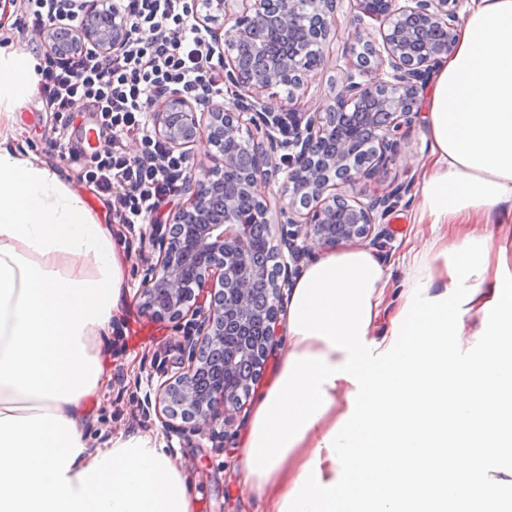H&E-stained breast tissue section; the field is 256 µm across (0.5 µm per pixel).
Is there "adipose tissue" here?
<instances>
[{"label": "adipose tissue", "mask_w": 512, "mask_h": 512, "mask_svg": "<svg viewBox=\"0 0 512 512\" xmlns=\"http://www.w3.org/2000/svg\"><path fill=\"white\" fill-rule=\"evenodd\" d=\"M34 61L0 47V103L34 96ZM430 167L399 303L380 258L340 248L288 299V351L254 402L240 466L271 512H449L501 497L512 414V0H471L424 101ZM495 231H488L489 222ZM111 231L57 173L0 148V512H194L158 436L90 447L87 402L128 293ZM384 334H377L380 318Z\"/></svg>", "instance_id": "ef3b65f1"}]
</instances>
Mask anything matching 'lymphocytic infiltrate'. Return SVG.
I'll list each match as a JSON object with an SVG mask.
<instances>
[{
  "label": "lymphocytic infiltrate",
  "instance_id": "obj_1",
  "mask_svg": "<svg viewBox=\"0 0 512 512\" xmlns=\"http://www.w3.org/2000/svg\"><path fill=\"white\" fill-rule=\"evenodd\" d=\"M81 0H22L19 27L43 35L67 24L82 25ZM209 0H125L130 34L124 51L108 57L91 45L65 53H39L35 73L46 111L70 125L77 113L95 114L109 146L94 156L87 178L113 202L121 223L140 224L180 190L186 161L158 141L148 113L176 90L189 95L224 94L222 63L210 54L204 10ZM140 140L129 155L127 139Z\"/></svg>",
  "mask_w": 512,
  "mask_h": 512
}]
</instances>
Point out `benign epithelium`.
Returning a JSON list of instances; mask_svg holds the SVG:
<instances>
[{
	"instance_id": "7a95c632",
	"label": "benign epithelium",
	"mask_w": 512,
	"mask_h": 512,
	"mask_svg": "<svg viewBox=\"0 0 512 512\" xmlns=\"http://www.w3.org/2000/svg\"><path fill=\"white\" fill-rule=\"evenodd\" d=\"M242 11L234 10L236 2ZM233 25L227 38L213 35L224 61L231 98L216 104L206 96L188 99L170 91L155 110L158 137L182 156L198 142L216 145L240 137L243 116L288 149V191L303 197L306 217H288L283 245L300 258L316 246L345 242L377 243L384 235L377 221L394 207L398 193L366 195L365 186L395 155L418 111V95L441 58L455 47L458 11L465 0H352L354 9L380 22L378 35L364 41L357 63L345 70L341 92L320 112H275L260 93L288 81L297 90L308 71L299 56H274L266 43L272 25L282 41L300 39L320 45L335 26L336 0H214ZM85 23L60 25L55 41L95 45L103 56L124 49L128 32L122 10L84 2ZM370 76L366 83L357 81ZM356 117L369 130L371 149L360 148L345 122ZM264 142L253 143L249 160L220 152L219 166L201 176L190 174L189 201L166 224L154 228L157 263L142 280L144 309L183 322L186 334L182 371L154 391L158 412L181 419L179 430L192 435L224 425V406L238 400L222 378L235 377L253 361L261 367L277 335L281 268L269 271L255 251L259 224H270L266 202L255 194L269 176ZM362 189L343 195L341 187ZM368 196L364 202L361 197Z\"/></svg>"
}]
</instances>
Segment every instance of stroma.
Returning <instances> with one entry per match:
<instances>
[{"mask_svg": "<svg viewBox=\"0 0 512 512\" xmlns=\"http://www.w3.org/2000/svg\"><path fill=\"white\" fill-rule=\"evenodd\" d=\"M335 17L336 24L324 45V60L309 72L303 87L296 92V102H289L287 89L282 85L262 92V99L272 109L278 111L293 105L301 112H318L336 97L347 62L352 61L354 51L362 50L363 39L375 33L378 23L368 17L356 18L347 0H338ZM92 125L91 117L86 115L77 118L70 127L61 128L54 115L44 111L35 97L23 105L0 109V134L5 135L7 147L36 157L56 171L66 185L78 189L96 222L109 227L113 241L127 259L128 294L120 312L112 318L111 332L101 341L111 358L110 378L105 389L86 405L84 432L97 448L110 447L113 437L122 433L158 435L166 452L191 478L196 512H268L265 500L243 495L244 474L238 464L253 393L226 403L224 429L209 437L181 433L167 424L147 401L161 381L179 371L184 345L176 320L153 317L143 307V271L158 259L149 235L152 225L168 222L172 213L187 203L189 195L179 192L170 202L162 204L147 223H120L114 207L88 182L85 160L72 163L61 160L51 147L52 142L61 138L79 144L82 130ZM429 152L426 122L419 117L401 139L395 157L371 185L372 191L381 195L396 187L404 190L402 198L384 219L386 233L376 246L391 276L392 288L387 294L391 302L396 301L402 288L406 272L402 257L408 247L448 236L445 226L416 221ZM283 156L280 150L271 153L277 171L255 187L270 207V240L275 248L280 247L284 230L279 209L289 201L286 174L281 170Z\"/></svg>", "mask_w": 512, "mask_h": 512, "instance_id": "stroma-1", "label": "stroma"}]
</instances>
